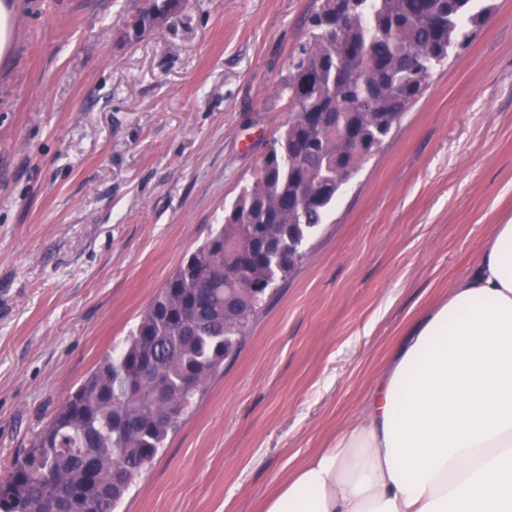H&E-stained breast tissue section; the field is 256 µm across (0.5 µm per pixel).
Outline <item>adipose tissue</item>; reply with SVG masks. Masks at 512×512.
<instances>
[{
  "label": "adipose tissue",
  "instance_id": "ef3b65f1",
  "mask_svg": "<svg viewBox=\"0 0 512 512\" xmlns=\"http://www.w3.org/2000/svg\"><path fill=\"white\" fill-rule=\"evenodd\" d=\"M263 512H512V222L402 334L363 417Z\"/></svg>",
  "mask_w": 512,
  "mask_h": 512
}]
</instances>
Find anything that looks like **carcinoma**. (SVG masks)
Segmentation results:
<instances>
[{
  "label": "carcinoma",
  "mask_w": 512,
  "mask_h": 512,
  "mask_svg": "<svg viewBox=\"0 0 512 512\" xmlns=\"http://www.w3.org/2000/svg\"><path fill=\"white\" fill-rule=\"evenodd\" d=\"M143 2L132 41L180 12V0ZM492 11L489 0H320L275 87L290 117L253 180L124 344L35 432L0 478V512H116L113 491L126 494L143 475L236 354L272 285L302 263L288 241L327 221L341 190Z\"/></svg>",
  "instance_id": "cac0c4a2"
}]
</instances>
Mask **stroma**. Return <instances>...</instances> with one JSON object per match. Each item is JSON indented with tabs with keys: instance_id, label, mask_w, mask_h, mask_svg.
Here are the masks:
<instances>
[{
	"instance_id": "35a3bbf8",
	"label": "stroma",
	"mask_w": 512,
	"mask_h": 512,
	"mask_svg": "<svg viewBox=\"0 0 512 512\" xmlns=\"http://www.w3.org/2000/svg\"><path fill=\"white\" fill-rule=\"evenodd\" d=\"M452 52L121 512H261L358 421L406 327L512 221V0ZM0 58V476L221 224L289 117L318 0H10ZM143 2L144 6L132 20L126 34L131 41H137L145 33L167 23L182 9H179L180 0H143Z\"/></svg>"
}]
</instances>
